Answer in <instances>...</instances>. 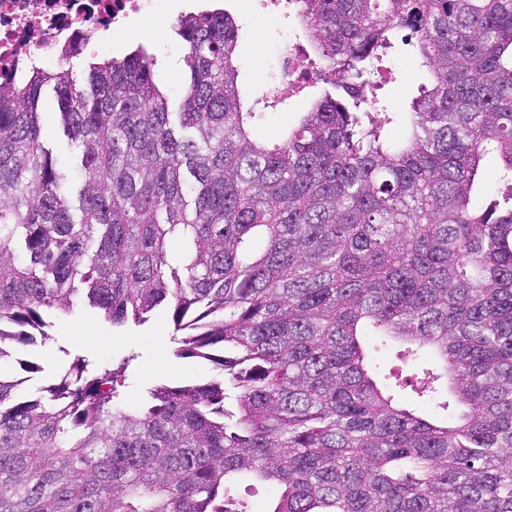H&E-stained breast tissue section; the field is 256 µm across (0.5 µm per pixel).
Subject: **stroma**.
<instances>
[{"label":"stroma","mask_w":512,"mask_h":512,"mask_svg":"<svg viewBox=\"0 0 512 512\" xmlns=\"http://www.w3.org/2000/svg\"><path fill=\"white\" fill-rule=\"evenodd\" d=\"M225 3L240 26L239 85L247 104L262 113V131L267 136H275L282 127L294 123L319 92L314 86L275 106L265 104L264 88L280 80L273 49L285 31L298 30L295 11L288 7L286 0H276L271 10L277 19L269 26L266 40L259 44L253 36L254 14L260 8L258 0H225ZM174 23L171 17L155 21L150 27L149 44L158 58L159 78L171 100L175 101L179 98L182 83L184 48L173 33ZM381 66L385 74L378 96L390 111H403L421 81V74L405 46L400 44L382 61ZM50 333L51 341L16 346L11 357L0 360V369L6 371H18V362L22 359L41 366V373L31 375L26 382V391H33L45 376L50 375L68 351L98 360L133 356L130 386L126 390L127 406L131 409L137 407L144 389L156 381L179 383L193 378L204 379L215 372L213 365H200L174 356L171 321L163 309L156 311L145 325L115 328L104 320L98 310L78 301L70 314L54 317Z\"/></svg>","instance_id":"obj_1"}]
</instances>
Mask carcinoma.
Here are the masks:
<instances>
[{
  "label": "carcinoma",
  "mask_w": 512,
  "mask_h": 512,
  "mask_svg": "<svg viewBox=\"0 0 512 512\" xmlns=\"http://www.w3.org/2000/svg\"><path fill=\"white\" fill-rule=\"evenodd\" d=\"M296 14L325 87L274 139L222 7L177 19L174 110L141 43L0 83V359L81 296L117 328L166 308L174 355L221 370L134 410L133 355L64 349L25 396L0 370V512H239L241 476L268 512H512V191L484 172L495 156L512 182V0ZM399 31L428 80L390 112L373 76ZM363 336L429 367L382 375ZM43 98V124L48 140L53 147L59 163L65 167H71L74 165L76 150L63 135V131L58 123L55 114L57 110L53 91L51 89H45ZM253 484L248 479H240L234 483L237 494L241 499L248 503V512H264L268 509L273 491L267 488L257 486H249Z\"/></svg>",
  "instance_id": "carcinoma-1"
}]
</instances>
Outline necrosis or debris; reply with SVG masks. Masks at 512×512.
<instances>
[{
    "label": "necrosis or debris",
    "mask_w": 512,
    "mask_h": 512,
    "mask_svg": "<svg viewBox=\"0 0 512 512\" xmlns=\"http://www.w3.org/2000/svg\"><path fill=\"white\" fill-rule=\"evenodd\" d=\"M167 5L168 0H0V77L64 53L91 52L113 32L146 21ZM281 61L289 96L323 77L292 35L284 37Z\"/></svg>",
    "instance_id": "4bbe7bcc"
}]
</instances>
